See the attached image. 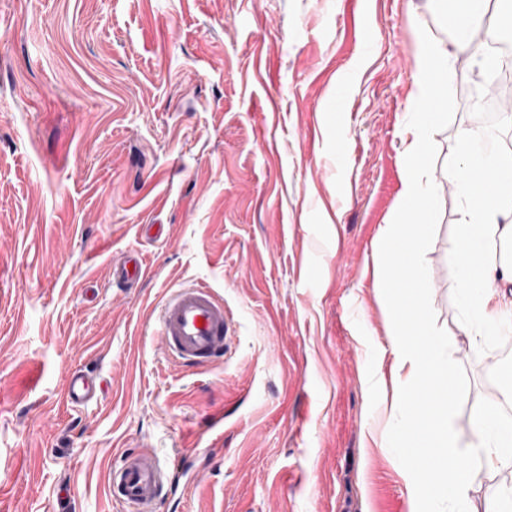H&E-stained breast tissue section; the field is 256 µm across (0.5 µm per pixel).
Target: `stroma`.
Listing matches in <instances>:
<instances>
[{"instance_id":"stroma-1","label":"stroma","mask_w":512,"mask_h":512,"mask_svg":"<svg viewBox=\"0 0 512 512\" xmlns=\"http://www.w3.org/2000/svg\"><path fill=\"white\" fill-rule=\"evenodd\" d=\"M423 36L448 41L434 2L0 0V512H120L109 474L143 448L170 478L157 512H411L369 435L371 375L391 376L373 270ZM485 76L453 81L441 189L476 112L464 87ZM440 203L426 262L472 446L477 401L505 402L488 379L503 343L460 332L462 202ZM132 249L144 276L113 283ZM195 283L235 320L204 370L156 333L164 298ZM75 367L103 398L63 400Z\"/></svg>"}]
</instances>
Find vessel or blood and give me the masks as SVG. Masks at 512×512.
I'll return each mask as SVG.
<instances>
[{
  "label": "vessel or blood",
  "mask_w": 512,
  "mask_h": 512,
  "mask_svg": "<svg viewBox=\"0 0 512 512\" xmlns=\"http://www.w3.org/2000/svg\"><path fill=\"white\" fill-rule=\"evenodd\" d=\"M142 257L131 251L112 262L113 281L124 283L140 275ZM157 334L165 351L177 364L206 368L221 360L233 340V315L207 286L175 289L158 317ZM102 392L92 373L73 369L65 380V397L75 406L99 400ZM166 472L152 451L128 454L111 472L109 484L124 512H155L162 498Z\"/></svg>",
  "instance_id": "b4317fda"
}]
</instances>
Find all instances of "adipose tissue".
<instances>
[{
	"instance_id": "1",
	"label": "adipose tissue",
	"mask_w": 512,
	"mask_h": 512,
	"mask_svg": "<svg viewBox=\"0 0 512 512\" xmlns=\"http://www.w3.org/2000/svg\"><path fill=\"white\" fill-rule=\"evenodd\" d=\"M448 18L449 45L421 40L417 56L418 85L427 103L440 101L451 83L459 57L492 70L495 59L485 44L471 34L485 30L495 35L512 22V13L490 9V0H438ZM462 158L449 164L447 176L463 203L462 251L459 262V304L464 335L483 340L512 334V299L498 287H512V261L498 250L502 240H512V164L502 162L498 141L488 132L467 130Z\"/></svg>"
}]
</instances>
